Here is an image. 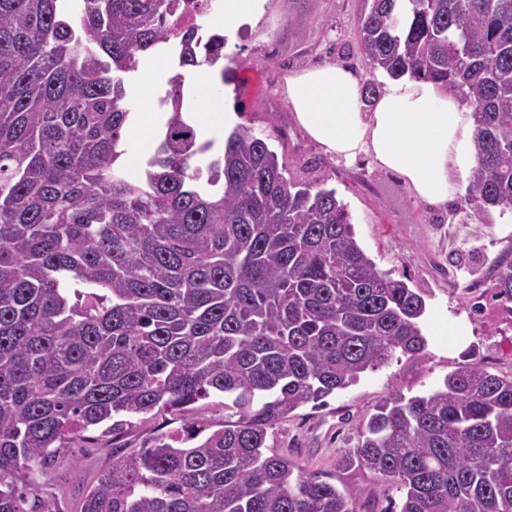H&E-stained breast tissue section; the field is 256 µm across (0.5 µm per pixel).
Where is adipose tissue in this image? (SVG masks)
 <instances>
[{
	"mask_svg": "<svg viewBox=\"0 0 512 512\" xmlns=\"http://www.w3.org/2000/svg\"><path fill=\"white\" fill-rule=\"evenodd\" d=\"M215 73L200 67L184 106L191 123L217 129L233 120L211 90ZM284 93L297 125L332 159L366 157L397 173L418 200L442 205L465 191L478 164L475 118L450 89L402 76L387 80L372 108L349 69L333 64L289 74Z\"/></svg>",
	"mask_w": 512,
	"mask_h": 512,
	"instance_id": "ef3b65f1",
	"label": "adipose tissue"
}]
</instances>
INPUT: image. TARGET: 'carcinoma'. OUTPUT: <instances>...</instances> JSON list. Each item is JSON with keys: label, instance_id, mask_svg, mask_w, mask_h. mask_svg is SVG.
Instances as JSON below:
<instances>
[{"label": "carcinoma", "instance_id": "1", "mask_svg": "<svg viewBox=\"0 0 512 512\" xmlns=\"http://www.w3.org/2000/svg\"><path fill=\"white\" fill-rule=\"evenodd\" d=\"M213 0H0V512H59L30 472L91 427L224 397L112 451L80 512H363L268 453V431L400 357L425 359L421 294L382 272L346 205L237 126L219 150L182 117V74L140 172L124 74L166 44L215 67ZM372 71L459 93L476 117L477 211L512 212V0H371ZM512 301V261L494 265ZM399 512H512V376L473 360L424 395L392 389L341 459Z\"/></svg>", "mask_w": 512, "mask_h": 512}]
</instances>
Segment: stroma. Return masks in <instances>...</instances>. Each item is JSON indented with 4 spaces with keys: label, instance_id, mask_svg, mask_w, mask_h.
Here are the masks:
<instances>
[{
    "label": "stroma",
    "instance_id": "35a3bbf8",
    "mask_svg": "<svg viewBox=\"0 0 512 512\" xmlns=\"http://www.w3.org/2000/svg\"><path fill=\"white\" fill-rule=\"evenodd\" d=\"M366 6V0H266L259 18L227 37L222 90L226 109L236 113L238 123L265 131L271 149L287 150L293 178L311 184L320 180L335 189L357 241L378 268L425 299L420 321L428 341L424 360L405 357L366 373L329 395L325 406L298 407L268 435L271 449L307 474L335 484L351 498L373 501L377 512H388L400 493L381 486L368 469L341 465L339 457L357 441L363 418L392 388L427 393L472 354L490 372L512 376V321L472 311L482 302V290L493 286L494 262L504 256L512 260V214L488 219L476 212L468 193L445 208L428 206L394 173L364 160L352 166L334 162L294 123L283 94L287 74L329 62L351 67L362 82L373 80L356 29ZM456 255L461 258L457 265L451 262ZM189 421L222 424L219 398L198 401L182 414L136 419L114 436L100 427L85 432L62 450L63 464L44 469L62 512H79L82 495L114 448L142 446L155 431H178Z\"/></svg>",
    "mask_w": 512,
    "mask_h": 512
}]
</instances>
